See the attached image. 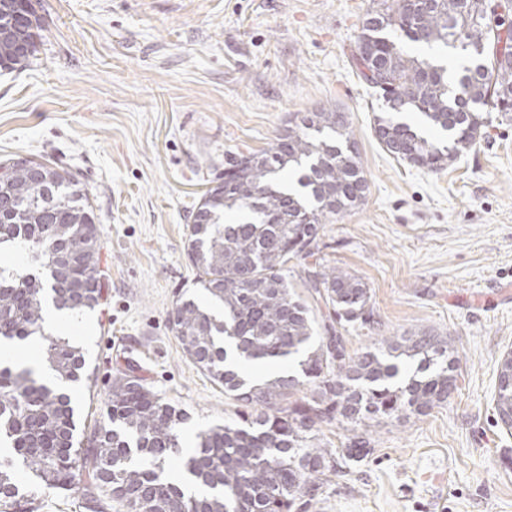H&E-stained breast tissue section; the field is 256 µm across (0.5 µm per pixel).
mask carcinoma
Here are the masks:
<instances>
[{
	"mask_svg": "<svg viewBox=\"0 0 512 512\" xmlns=\"http://www.w3.org/2000/svg\"><path fill=\"white\" fill-rule=\"evenodd\" d=\"M488 0H371L352 58L384 111L373 130L383 149L410 166L437 171L480 137L483 112H512V19L505 51L478 50L474 15ZM0 4V69L21 71L38 52L40 18L15 50ZM461 52L455 70L405 49ZM415 112L448 133V145L419 135L401 114ZM47 180L19 168L0 182L13 208L0 212V250L28 251L29 268L0 265V338L25 341L40 331L47 304L86 313L100 305V238L88 190L75 175L45 164ZM369 186L347 116L319 108L288 120L270 148L224 154V179L203 195L189 225L186 253L193 284L210 300L181 297L171 313L186 356L224 394L247 408L238 421L198 435L185 471L200 485L188 494L167 474L188 416L148 389L134 372L113 381L108 409L77 440L75 409L59 392L80 379L84 356L51 339L44 358L55 385L28 368L0 366V506L35 512L30 486L79 491L103 487L129 512H309L340 472L374 451L371 422L415 423L458 390L459 358L450 339L431 332L376 336L352 355L340 336L319 335L312 309L290 286L291 258L320 253V232L362 205ZM309 296L336 323H369V288L324 263L304 269ZM295 360V375L255 379L226 365ZM311 387L302 393V386ZM495 410L512 429V351L503 355ZM346 431L340 448L319 438L324 426Z\"/></svg>",
	"mask_w": 512,
	"mask_h": 512,
	"instance_id": "carcinoma-1",
	"label": "carcinoma"
}]
</instances>
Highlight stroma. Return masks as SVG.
Here are the masks:
<instances>
[{
    "mask_svg": "<svg viewBox=\"0 0 512 512\" xmlns=\"http://www.w3.org/2000/svg\"><path fill=\"white\" fill-rule=\"evenodd\" d=\"M370 0H38L39 52L0 73V162L46 159L88 189L97 216L101 304L58 337L80 347L77 427L106 410L134 367L185 410L183 468L198 432L237 403L185 356L170 323L193 285V207L224 174L225 152L267 149L299 112L346 114L367 199L320 234L328 264L370 290L368 326L343 325L355 353L375 336L450 337L459 390L413 424H373L375 450L344 467L312 512H512V434L494 409L512 351V114L426 171L396 161L373 131L381 103L351 62ZM38 512H125L110 499L40 490Z\"/></svg>",
    "mask_w": 512,
    "mask_h": 512,
    "instance_id": "obj_1",
    "label": "stroma"
}]
</instances>
